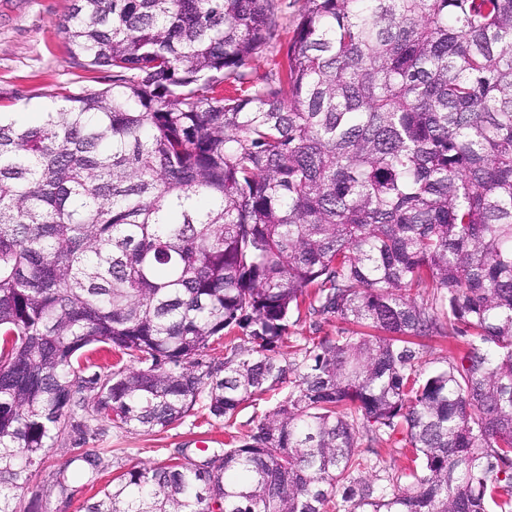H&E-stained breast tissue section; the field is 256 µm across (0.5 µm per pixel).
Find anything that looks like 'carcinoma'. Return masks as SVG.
I'll use <instances>...</instances> for the list:
<instances>
[{"instance_id": "carcinoma-1", "label": "carcinoma", "mask_w": 512, "mask_h": 512, "mask_svg": "<svg viewBox=\"0 0 512 512\" xmlns=\"http://www.w3.org/2000/svg\"><path fill=\"white\" fill-rule=\"evenodd\" d=\"M300 2L74 0L112 83L0 112V512L83 415L161 431L285 384L84 512H512V0ZM296 314L348 327L286 358ZM98 343L128 364L84 375ZM455 343L454 339H441L429 341L430 348L423 353V369L426 371L433 370L441 365V362L448 355V347ZM400 438V435H396L391 440L384 442L379 448L384 465L393 473L400 472L407 465V460L403 454L405 450L402 449L403 443L398 442Z\"/></svg>"}]
</instances>
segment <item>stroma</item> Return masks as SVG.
Here are the masks:
<instances>
[{
	"label": "stroma",
	"instance_id": "35a3bbf8",
	"mask_svg": "<svg viewBox=\"0 0 512 512\" xmlns=\"http://www.w3.org/2000/svg\"><path fill=\"white\" fill-rule=\"evenodd\" d=\"M73 0H0V112H34L50 95L82 87H107L109 70L88 71L70 52L62 24ZM286 390L268 392L242 404L230 421L211 418L204 403L181 421L161 432L106 428L101 434H69L50 450L34 472L28 492L19 500L21 512H81L93 494L122 471L169 461L178 453L200 460L201 440L224 442L246 434L276 408ZM94 451L107 468L95 482L79 477L70 482L69 496L55 485L60 468L74 455Z\"/></svg>",
	"mask_w": 512,
	"mask_h": 512
}]
</instances>
